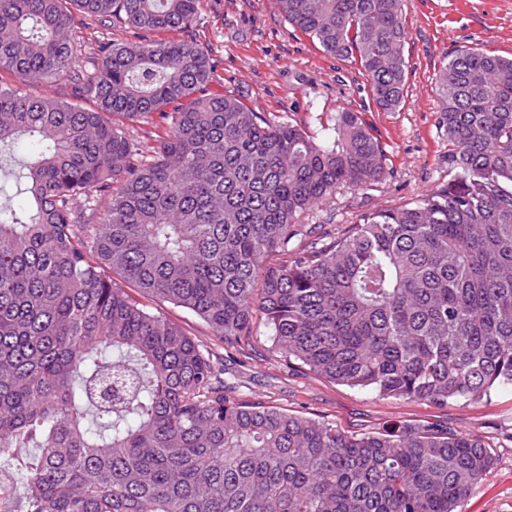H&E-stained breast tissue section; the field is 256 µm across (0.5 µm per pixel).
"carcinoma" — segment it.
<instances>
[{
  "mask_svg": "<svg viewBox=\"0 0 512 512\" xmlns=\"http://www.w3.org/2000/svg\"><path fill=\"white\" fill-rule=\"evenodd\" d=\"M201 0H0V149L26 144L23 208L0 203V466L26 512H457L495 465L477 435L335 424L228 395L224 364L103 276L189 310L224 345L263 319L309 373L444 405L512 388V57L438 72L448 180L340 236L299 217L385 174L348 108L315 139L220 81L193 40ZM323 51L404 101L402 0H274ZM87 16L135 39L79 64ZM146 123L142 148L132 124ZM105 200L93 217V197ZM277 252L284 260L263 267ZM0 75L2 76L1 80L3 82L11 83L16 88H21L24 92L31 93L32 95L49 93V94L54 95L59 98H67V97H69V94H70V87L63 82L56 83L52 86H43V85H36V84L22 86V85L14 83L12 77L9 74H7L6 72H2V73L0 72Z\"/></svg>",
  "mask_w": 512,
  "mask_h": 512,
  "instance_id": "cac0c4a2",
  "label": "carcinoma"
}]
</instances>
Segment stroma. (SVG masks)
<instances>
[{"instance_id":"stroma-1","label":"stroma","mask_w":512,"mask_h":512,"mask_svg":"<svg viewBox=\"0 0 512 512\" xmlns=\"http://www.w3.org/2000/svg\"><path fill=\"white\" fill-rule=\"evenodd\" d=\"M407 32L405 100L387 112L372 99L367 77L353 64L325 53L289 24L273 0H202L198 21L178 38L208 48L233 94L273 122L292 121L316 136L336 122L341 108L360 111L386 155V172L364 189L344 187L305 216L326 231H344L377 209L401 207L448 176V142L439 128L443 101L437 74L456 51L477 49L512 57V0H403ZM131 30L80 24L74 31L80 65L99 45L132 38ZM144 303L202 341L224 360V382L234 396L261 400L293 412L320 416L346 432L394 421H438L490 445L492 472L460 504L459 512H512V389L490 399L435 406L379 398L317 377L279 357L263 320L253 342L239 351L212 336L187 309L151 297Z\"/></svg>"}]
</instances>
